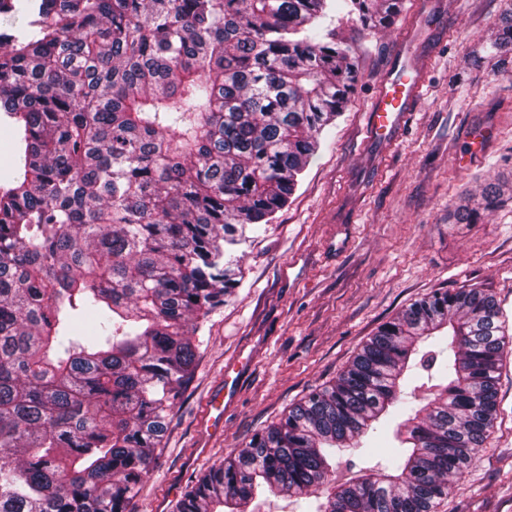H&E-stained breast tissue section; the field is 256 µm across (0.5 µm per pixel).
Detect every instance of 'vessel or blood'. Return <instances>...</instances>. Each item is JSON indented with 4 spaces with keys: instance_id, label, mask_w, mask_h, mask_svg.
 I'll return each mask as SVG.
<instances>
[{
    "instance_id": "b4317fda",
    "label": "vessel or blood",
    "mask_w": 512,
    "mask_h": 512,
    "mask_svg": "<svg viewBox=\"0 0 512 512\" xmlns=\"http://www.w3.org/2000/svg\"><path fill=\"white\" fill-rule=\"evenodd\" d=\"M426 71L422 65L412 64L407 75L387 74L380 83L368 113L367 130L370 136L389 139L401 129L404 112L422 98Z\"/></svg>"
}]
</instances>
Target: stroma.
<instances>
[{
    "mask_svg": "<svg viewBox=\"0 0 512 512\" xmlns=\"http://www.w3.org/2000/svg\"><path fill=\"white\" fill-rule=\"evenodd\" d=\"M506 0H404L387 31L329 12L358 83L287 206L239 248L241 277L199 336L192 379L170 412L157 463L131 512H176L186 488L288 408L332 383L385 322L434 291L478 284L512 332V56L481 59ZM427 67L423 99L395 140L364 132L400 39ZM507 202L457 223L466 192ZM224 394L223 428L202 420ZM485 448L437 512H512V346Z\"/></svg>",
    "mask_w": 512,
    "mask_h": 512,
    "instance_id": "obj_1",
    "label": "stroma"
}]
</instances>
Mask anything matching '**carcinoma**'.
I'll use <instances>...</instances> for the list:
<instances>
[{
	"label": "carcinoma",
	"mask_w": 512,
	"mask_h": 512,
	"mask_svg": "<svg viewBox=\"0 0 512 512\" xmlns=\"http://www.w3.org/2000/svg\"><path fill=\"white\" fill-rule=\"evenodd\" d=\"M402 0H0V512H127L193 374L197 335L238 285L234 247L287 204L343 112L357 58L319 31H368ZM512 53V10L488 39ZM482 189L458 223L502 202ZM425 405L401 404L418 343ZM509 344L494 297L439 291L379 327L329 386L187 487L179 512H436L489 439ZM388 464L336 482L328 448ZM16 130L11 121L0 112V169L13 159Z\"/></svg>",
	"instance_id": "obj_1"
}]
</instances>
